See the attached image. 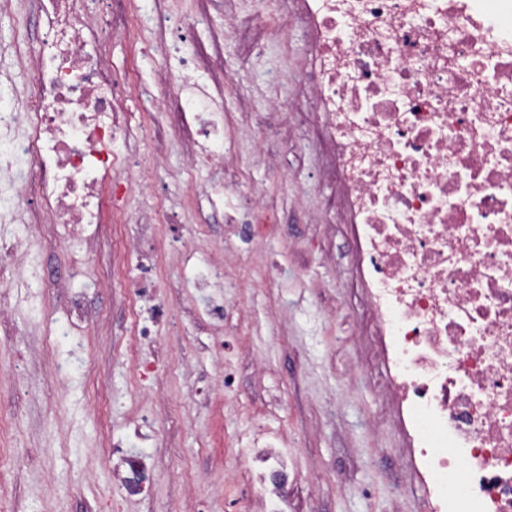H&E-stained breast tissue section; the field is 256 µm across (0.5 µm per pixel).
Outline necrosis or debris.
Here are the masks:
<instances>
[{
	"mask_svg": "<svg viewBox=\"0 0 512 512\" xmlns=\"http://www.w3.org/2000/svg\"><path fill=\"white\" fill-rule=\"evenodd\" d=\"M48 36L20 31L27 87L0 108V288L21 279L25 252L13 226L37 204L58 239L93 244L109 205L104 185L132 192V153L115 137L146 139L123 109L82 0H48ZM283 27L305 31L314 62L289 86L294 111L330 145L329 173L354 228V247L388 364L384 389L399 407L424 489L419 512H512V0H265ZM204 85L161 69L155 109L181 95L171 137L189 166L223 164L232 147L221 109L197 112ZM162 228L133 235L138 276L129 291L150 302L135 322L137 348L154 345L172 313L151 275ZM224 275L213 258L193 286L194 315L220 323L207 288ZM248 506L288 512L286 458L248 449ZM123 496H150L146 449L117 438L107 450Z\"/></svg>",
	"mask_w": 512,
	"mask_h": 512,
	"instance_id": "necrosis-or-debris-1",
	"label": "necrosis or debris"
}]
</instances>
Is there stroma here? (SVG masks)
<instances>
[{"label": "stroma", "mask_w": 512, "mask_h": 512, "mask_svg": "<svg viewBox=\"0 0 512 512\" xmlns=\"http://www.w3.org/2000/svg\"><path fill=\"white\" fill-rule=\"evenodd\" d=\"M131 8L163 18V26L113 38L103 29L110 63L123 85L128 109L149 116L145 94L157 70L190 59L210 85L211 101L224 107V138L238 140V158L224 167L186 171L183 143L169 138L116 142L156 154L161 166L152 192L124 214L129 233L138 223H167L158 274L175 315L160 326L152 351L115 359L114 345L130 336L131 302L123 286L136 273L122 262L112 225H104L89 264L71 274L73 288L90 280L106 289L89 295L102 311L101 329L82 332L89 357L71 355V324L49 283L11 288L8 320L16 336L0 335V512H188L191 499H211L216 512H233L248 463L238 453L254 433H264L293 457L292 486L300 512H416L419 487L394 500L391 485L410 460L400 425L380 393L385 375L374 354L375 330L360 275L352 260L348 224L309 222L331 188L323 180L325 146L313 136L292 137L287 87L270 74L301 79L309 67L304 37L256 54L254 17L261 0H127ZM208 26L177 42L175 22L197 16ZM235 16L238 34L225 39ZM38 30L37 0H13L0 12V79L25 87L29 68L12 45L21 25ZM224 180L258 186L277 233L256 243L245 233L254 215L247 206L213 209L202 185ZM199 244L192 267L173 269L184 238ZM244 257L242 288L224 291L223 350L197 323L189 306L190 282L216 254ZM50 316L57 331L38 334ZM160 360L139 377L138 361ZM66 380L50 378L55 364ZM229 391H221L222 375ZM153 416L158 446L151 450L156 478L152 501L122 499L106 457L110 438L133 435L140 416Z\"/></svg>", "instance_id": "1"}]
</instances>
